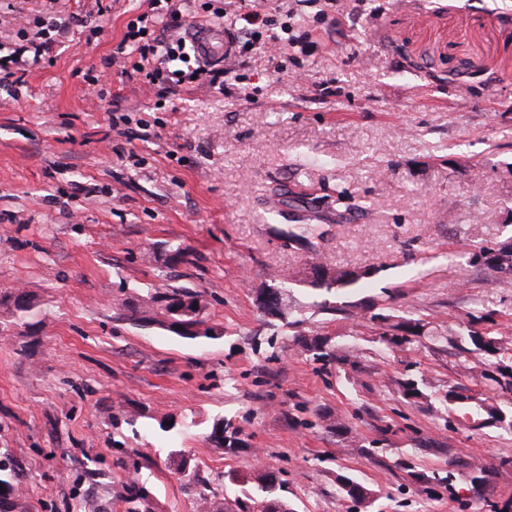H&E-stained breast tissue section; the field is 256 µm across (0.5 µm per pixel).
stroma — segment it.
I'll use <instances>...</instances> for the list:
<instances>
[{"label": "stroma", "mask_w": 512, "mask_h": 512, "mask_svg": "<svg viewBox=\"0 0 512 512\" xmlns=\"http://www.w3.org/2000/svg\"><path fill=\"white\" fill-rule=\"evenodd\" d=\"M104 4L0 0V43L53 42L17 97L0 90V295L38 303L24 322L0 306V449L26 512H124L137 473L151 512H198L175 450L218 488L268 469L300 512H345L340 473L374 491L370 512H481L474 463L511 502L512 434L435 407L452 386L493 394L446 339L460 319L493 312L512 349V275L467 255L512 241V0H294L304 47L230 58L220 88L125 70L116 47L148 0ZM313 153L330 165L304 166ZM340 191L368 213L338 218ZM305 211L315 254L284 237ZM322 261L369 276L332 313L296 290L294 328L260 311L274 272ZM169 285L204 294L220 339L117 320L116 297ZM373 307L425 319L418 346L383 351ZM299 333L339 337L347 365L312 361ZM409 371L428 399L402 397ZM218 417L240 429L233 453L208 439Z\"/></svg>", "instance_id": "stroma-1"}]
</instances>
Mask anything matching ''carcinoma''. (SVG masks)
Returning <instances> with one entry per match:
<instances>
[{
  "label": "carcinoma",
  "mask_w": 512,
  "mask_h": 512,
  "mask_svg": "<svg viewBox=\"0 0 512 512\" xmlns=\"http://www.w3.org/2000/svg\"><path fill=\"white\" fill-rule=\"evenodd\" d=\"M290 244H298L317 251L319 241L323 239V231L318 224H292L286 233ZM489 256L488 266L496 273L512 274V244L506 243L498 249L482 247L472 253V260ZM364 271H347L321 263L310 268L309 273L277 275L272 277L274 285L279 287L281 294H288L293 286H305L309 292L320 299L318 305L326 311H336L330 306V299L354 288ZM201 294L183 286L167 288H148L140 296H130L117 300L118 318L138 325L156 326L166 329L168 312L171 306H186L187 314L182 322L187 327L204 326V329L189 337L191 341L215 340L216 327L208 325L207 304H197ZM492 320L489 314L473 316L466 322L458 324L457 340L459 354L478 351L487 357L480 371L481 377L493 383L497 403L486 408L477 404L471 396H464L453 389L448 390L438 399L436 411L438 415L454 412L463 418H481V424L495 426L505 431H512V354L506 352L499 338L491 333L476 328V325ZM370 321L379 327L378 341L388 350L412 348L420 342L427 323L421 318L412 316L399 318L386 313H374ZM298 344L302 351L314 361L324 365L341 360L340 344L331 336H315L311 339L301 337ZM403 398L412 402L429 399L424 382L408 375L400 382ZM238 430L231 429V424L224 423V418L213 421L209 440H214L229 451L234 450ZM175 471L186 481L188 489L193 492L196 502L204 512H298L295 504L289 499L285 483L272 472L256 469L245 476L235 472L224 475L227 485H245L241 494L233 499L217 500V492L208 478L201 475L192 458L180 453L172 460ZM490 472L482 465L470 467V484L482 488L479 499L489 512H507L508 504L501 506L486 498L484 492L489 485ZM336 483L343 486L340 497L342 501L351 503L356 510L363 506L369 507L374 492L357 478L339 474ZM124 502L125 512H149L150 495L144 480H135L126 488ZM0 512H22V503L18 491V473L8 452L0 450Z\"/></svg>",
  "instance_id": "obj_1"
}]
</instances>
